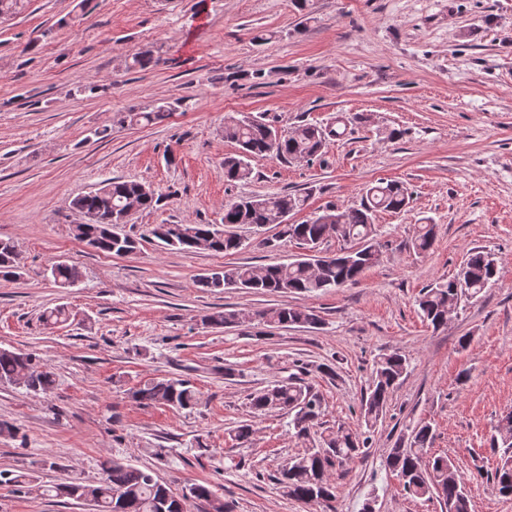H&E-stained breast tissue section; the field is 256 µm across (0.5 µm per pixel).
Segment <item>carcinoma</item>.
<instances>
[{
	"label": "carcinoma",
	"instance_id": "1",
	"mask_svg": "<svg viewBox=\"0 0 512 512\" xmlns=\"http://www.w3.org/2000/svg\"><path fill=\"white\" fill-rule=\"evenodd\" d=\"M159 59L149 49L125 56L128 71L156 66ZM170 115L163 106L153 112H117L112 125L94 130V136L106 138L112 127L141 122L159 123ZM224 141L237 147L224 155V181L236 184L251 175L250 160L270 156L284 163L325 162V148L331 139L340 136L332 125L301 123L287 130H278L261 116L224 117ZM312 197V188L302 193L273 192L240 197L224 204V228L212 224H159L151 234L172 250L192 252L196 243L229 255L239 251L243 241L231 228L241 224L273 225L279 228L277 238L295 242L301 249L320 246L334 236L344 247L322 266L314 269L309 258H298L275 265L230 264L216 267L200 276L197 284L221 293L226 289L245 290L255 294L321 295L357 283L361 276L379 262L383 244L378 237L375 217L379 211L397 213L405 209L411 195L408 188L396 181H381L366 189L365 198L357 207L327 204L319 213L301 224L288 223V216L303 210ZM160 198L143 183L112 178L100 187L72 198L69 209L86 219L76 230V238L97 252L128 255L139 242L126 233L113 230L125 217L127 208L144 210L156 206ZM435 240L434 225L422 224L408 244L417 254L427 253ZM17 254L11 241L0 239V279L19 276ZM53 282L61 288L74 285L81 274L74 265L56 262L50 266ZM497 268L491 255L483 249L471 248L454 276L423 287L417 298L421 316L434 329L448 324V313L459 308L462 301L477 298L496 283ZM72 313L65 305L46 310L42 319L50 325H63ZM245 313L238 309L215 311L205 316L214 326L241 327ZM255 322L261 325L317 328L321 317L311 308L288 304L257 310ZM409 361L398 351L385 353L375 362L371 385L360 401L361 424L355 430L337 428L320 433L324 398L303 379L291 375L250 395V408L255 415L270 411L288 414V431L299 440L317 435L312 447L291 459L280 471L279 484L286 496L300 502L330 505L336 500L332 476L347 470L350 463L365 454L372 442L377 423L386 413L388 402L400 379L408 375ZM27 377L26 389L35 394L49 392L55 384L54 373L40 364L30 353L0 348V384H17ZM131 398L144 406L165 405L192 409L197 405V392L190 381L180 378H157L131 392ZM408 438L397 439L383 461L384 468L395 473L403 491L414 498H435L446 512H471V501L455 461L446 455L429 454L434 441L431 424L419 421L406 426ZM502 448L497 466L487 474L492 489L502 497H512V413L505 415L494 436ZM104 477L96 485L61 484L56 492L69 497L84 498L95 512H188L187 500L155 478L150 470L140 469L120 460L103 466Z\"/></svg>",
	"mask_w": 512,
	"mask_h": 512
}]
</instances>
